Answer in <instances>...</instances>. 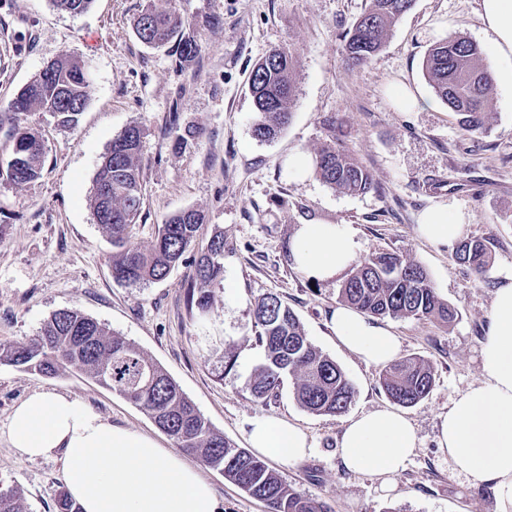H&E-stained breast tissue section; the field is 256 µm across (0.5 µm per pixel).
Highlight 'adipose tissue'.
Masks as SVG:
<instances>
[{
  "instance_id": "ef3b65f1",
  "label": "adipose tissue",
  "mask_w": 512,
  "mask_h": 512,
  "mask_svg": "<svg viewBox=\"0 0 512 512\" xmlns=\"http://www.w3.org/2000/svg\"><path fill=\"white\" fill-rule=\"evenodd\" d=\"M481 19L492 37L493 68L512 77V0H481ZM465 221L462 212L440 204L421 214L417 232L443 247L458 240ZM292 255L309 278L327 282L357 263L359 244L349 225L302 224ZM331 329L337 344L365 364L386 365L398 356L391 329L352 308L337 307ZM481 365L484 381L460 393L441 416L437 444L457 472L493 485L496 512H512V281L494 293ZM7 439L30 460L61 455L68 495L81 512H224L199 468L70 396L41 392L22 401L10 416ZM247 441L256 454L288 466L313 451L303 428L266 415L250 420ZM417 443L407 417L378 408L352 417L338 448L346 469L390 487Z\"/></svg>"
}]
</instances>
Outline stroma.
<instances>
[{
    "label": "stroma",
    "mask_w": 512,
    "mask_h": 512,
    "mask_svg": "<svg viewBox=\"0 0 512 512\" xmlns=\"http://www.w3.org/2000/svg\"><path fill=\"white\" fill-rule=\"evenodd\" d=\"M145 3L94 0L73 15L50 0H0V102L64 54L84 61L91 78L75 126H58L47 112L25 116L44 140L40 177L17 187L0 181V341L33 338L53 312L77 308L159 363L237 447H247L248 422L257 415L304 428L314 455L279 472L333 512H493L492 484L455 472L436 433L452 400L484 378L480 352L493 294L512 277V85L494 81L488 130L471 135L422 73L428 49L451 35L492 55L480 0H415L382 50L361 65L348 62L343 36L368 0H174L183 35L203 46L191 60L181 59L177 42L162 48L140 42L133 21ZM209 17L218 25L206 26ZM278 47L297 57V92L288 127L262 142L252 135L248 77ZM393 83L421 97L423 107L398 110L389 94ZM133 124L143 130L142 209L133 241L149 246L159 225L184 209L206 216L200 242L224 234V281L213 288L206 314L187 303L191 264L143 286L112 277V245L90 196L113 138ZM333 140L369 171L374 189L349 194L316 177L302 182L289 175L290 153L312 156ZM441 202L471 215L462 236L488 247L483 275L458 263L454 247L419 236L420 213ZM309 223L351 225L361 256L388 251L421 265L457 311L447 325L383 320L399 340L400 356L424 357L435 377L430 394L403 409L418 445L391 491L369 474L346 470L340 459L346 422L392 402L379 387V367L341 349L327 326L340 305L341 279L313 283L294 262V232ZM266 293L288 304L312 343L353 383L345 412L303 410L288 382L264 400L247 389L264 357L253 309ZM40 392L78 397L112 424L177 448L138 406L77 372L45 376L0 364V490L21 491L27 512H57L66 491L60 457L26 460L7 441L14 407ZM201 472L226 512H268L219 471Z\"/></svg>",
    "instance_id": "stroma-1"
}]
</instances>
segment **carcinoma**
Listing matches in <instances>:
<instances>
[{"instance_id": "obj_1", "label": "carcinoma", "mask_w": 512, "mask_h": 512, "mask_svg": "<svg viewBox=\"0 0 512 512\" xmlns=\"http://www.w3.org/2000/svg\"><path fill=\"white\" fill-rule=\"evenodd\" d=\"M93 0H51L59 11L79 14ZM414 0H369L364 13L345 36L347 59L357 65L369 62L380 50L388 29L411 10ZM183 19L172 0H148L135 20V32L145 45L160 48L179 38L181 58L201 50L197 41L181 36ZM422 69L436 96L460 116L469 134L487 131L486 103L492 72L480 48L461 36H450L432 47ZM296 58L286 49L269 51L252 68L249 90L256 119L253 136L274 139L289 123L295 93ZM89 75L84 63L63 55L48 64L17 95L0 104V124L12 125L10 157L19 167L5 172V183L22 185L41 173L44 142L38 130L21 122L30 112H50L63 125L77 120L89 97ZM143 130L126 128L113 139L96 172L90 203L93 214L112 239L113 278L128 285L166 279L185 262L193 248L204 215L182 210L159 226L154 241L141 247L131 241L130 228L141 212L140 150ZM314 174L325 184L349 193L372 187L370 174L332 142L313 159ZM456 259L482 274L489 265L487 246L464 240ZM224 281V235L215 233L194 259V281L188 303L204 312L210 288ZM341 302L360 312L391 318H425L449 323L456 312L436 292L426 270L383 251L362 260L343 283ZM258 340L263 362L247 383L251 394L263 399L275 393L287 378L293 380L298 405L315 414H337L351 404L355 389L345 372L307 338L292 309L268 293L255 302ZM0 363L43 375L74 369L102 387L126 397L147 415L167 427L184 450L207 466L223 471L224 478L247 495L265 503L269 512H331L323 500L305 496L288 484L278 471L244 448H238L210 423L157 362L147 358L133 342L110 331L78 309L53 313L30 341H0ZM434 373L423 357L397 359L380 374L386 396L399 405H413L430 394ZM0 512H25L21 494L0 491Z\"/></svg>"}]
</instances>
